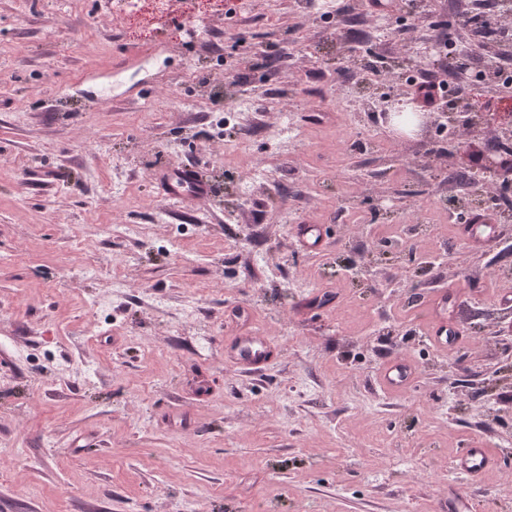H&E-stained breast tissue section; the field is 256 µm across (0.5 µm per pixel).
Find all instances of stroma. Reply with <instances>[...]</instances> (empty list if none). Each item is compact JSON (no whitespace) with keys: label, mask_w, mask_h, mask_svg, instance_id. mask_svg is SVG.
<instances>
[{"label":"stroma","mask_w":512,"mask_h":512,"mask_svg":"<svg viewBox=\"0 0 512 512\" xmlns=\"http://www.w3.org/2000/svg\"><path fill=\"white\" fill-rule=\"evenodd\" d=\"M258 2L234 19L225 0H194L197 22L224 20L212 44L176 24L157 37L150 10L116 21L97 0H0V512H445L469 442L503 462L467 486L473 512H512V223L476 248L439 205L465 199L459 175L512 137L498 92L473 87L487 125L453 142L336 96L366 75L360 32L385 31L375 66L414 58L470 0L402 2L406 32L364 0H343L341 27ZM229 68L248 77L254 126L220 118L239 90ZM302 100L310 118L270 142L265 124ZM366 122L371 153L355 139ZM163 156L217 196L166 201L151 174ZM258 163L270 182L237 204ZM380 199L403 220L428 211L433 235L370 228ZM296 224L321 225L327 251L300 252ZM443 288L465 338L439 349ZM247 333L276 348L262 373L224 354ZM391 355L414 366L410 389L380 386ZM70 361L93 380L73 383Z\"/></svg>","instance_id":"35a3bbf8"}]
</instances>
